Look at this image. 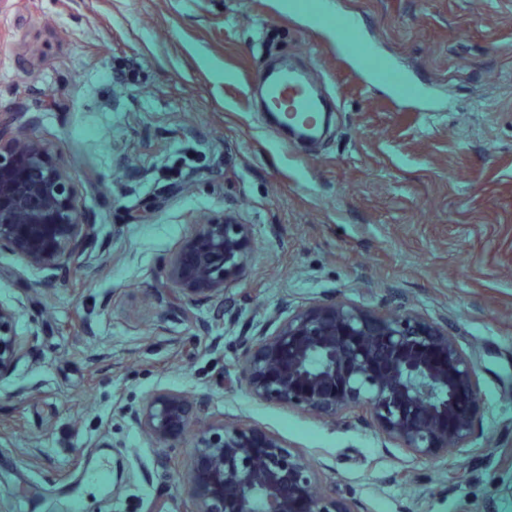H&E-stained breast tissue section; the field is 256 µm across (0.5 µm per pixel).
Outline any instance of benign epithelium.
Instances as JSON below:
<instances>
[{
	"label": "benign epithelium",
	"mask_w": 512,
	"mask_h": 512,
	"mask_svg": "<svg viewBox=\"0 0 512 512\" xmlns=\"http://www.w3.org/2000/svg\"><path fill=\"white\" fill-rule=\"evenodd\" d=\"M24 124L0 114V250L62 280L105 251L97 224L69 174ZM198 235L168 264L170 286L190 303L212 302L247 271L251 238L228 215L197 225ZM15 311L0 303V379L26 355ZM242 379L256 399L325 418L365 420L410 455L427 459L465 447L480 434L475 360L448 322L404 306L377 312L325 298L276 314L238 336ZM201 404L172 391L154 394L134 415L154 438H179ZM185 492L190 512H356L318 485L306 457L277 435L239 422L195 434Z\"/></svg>",
	"instance_id": "obj_1"
}]
</instances>
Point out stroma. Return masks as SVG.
I'll return each instance as SVG.
<instances>
[{
    "label": "stroma",
    "instance_id": "35a3bbf8",
    "mask_svg": "<svg viewBox=\"0 0 512 512\" xmlns=\"http://www.w3.org/2000/svg\"><path fill=\"white\" fill-rule=\"evenodd\" d=\"M318 4L0 0V113L39 115L107 244L60 282L0 251V303L33 342L0 380V512H182L191 433L162 446L130 416L160 391L276 434L358 512H512V0ZM340 15L373 71L337 52ZM282 59L337 105L317 144L261 111ZM223 213L249 228L248 273L182 321L165 263ZM327 296L447 321L481 436L422 460L253 398L241 327Z\"/></svg>",
    "mask_w": 512,
    "mask_h": 512
}]
</instances>
